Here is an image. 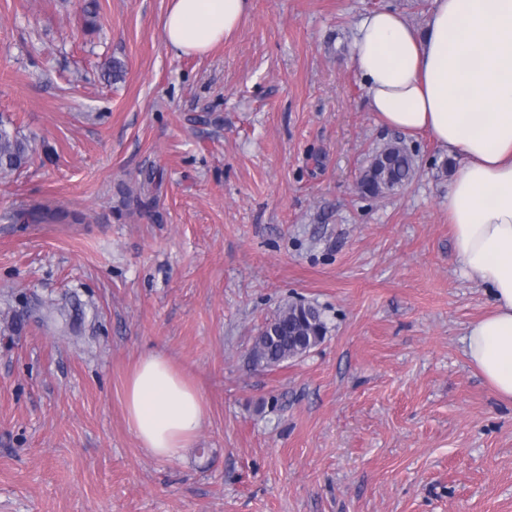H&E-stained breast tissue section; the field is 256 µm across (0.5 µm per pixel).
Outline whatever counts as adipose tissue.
Wrapping results in <instances>:
<instances>
[{"label": "adipose tissue", "instance_id": "1", "mask_svg": "<svg viewBox=\"0 0 512 512\" xmlns=\"http://www.w3.org/2000/svg\"><path fill=\"white\" fill-rule=\"evenodd\" d=\"M251 0H170L165 44L204 55L239 29ZM353 65L387 128L429 133L459 166L448 185L454 257L491 311L464 353L512 403V0H434L424 28L377 9L357 23ZM128 425L150 455L180 458L206 419L204 397L162 352L143 354L124 392Z\"/></svg>", "mask_w": 512, "mask_h": 512}]
</instances>
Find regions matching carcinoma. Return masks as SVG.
<instances>
[{
  "label": "carcinoma",
  "mask_w": 512,
  "mask_h": 512,
  "mask_svg": "<svg viewBox=\"0 0 512 512\" xmlns=\"http://www.w3.org/2000/svg\"><path fill=\"white\" fill-rule=\"evenodd\" d=\"M32 160L29 141L0 120V172L26 167ZM416 175L414 155L403 144L387 143L372 155V161L359 179V192L377 197L409 184ZM39 223L81 224L82 214L40 209L33 213ZM328 331L321 309L310 304L289 305L261 329L251 350L252 365L263 369L279 367L301 357L323 343Z\"/></svg>",
  "instance_id": "cac0c4a2"
}]
</instances>
